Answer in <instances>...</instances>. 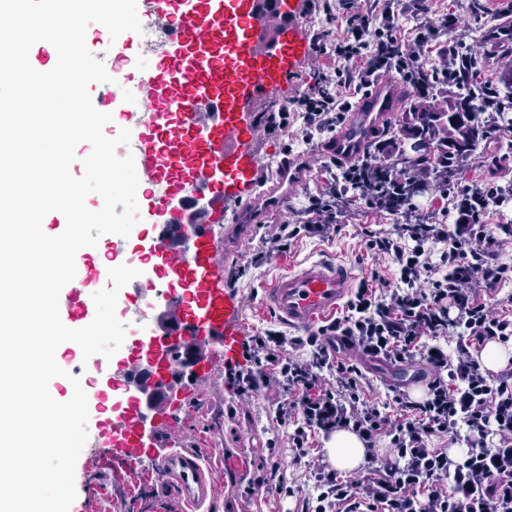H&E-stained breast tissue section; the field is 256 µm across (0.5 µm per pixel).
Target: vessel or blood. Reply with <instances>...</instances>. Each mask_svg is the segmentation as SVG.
<instances>
[{
  "instance_id": "vessel-or-blood-1",
  "label": "vessel or blood",
  "mask_w": 512,
  "mask_h": 512,
  "mask_svg": "<svg viewBox=\"0 0 512 512\" xmlns=\"http://www.w3.org/2000/svg\"><path fill=\"white\" fill-rule=\"evenodd\" d=\"M277 14L279 27L264 50H257L253 13L257 4ZM299 0H137L141 18L161 30L162 41L150 50V64L133 85L107 82L93 100L104 113L123 100L134 117L128 144L118 156H133L145 187L144 201L159 210L171 198L186 206L209 198L213 206L199 222L185 263L166 265L161 252L179 239L178 229L158 224L151 245L131 261L132 268H152L153 279L135 278L129 286L139 294L142 309L129 318L126 340L150 372L148 384L162 386V371L174 357L178 337L202 333L215 340L216 355L234 359L244 335L242 300L217 266L212 227L224 220L228 203L245 204L263 195L268 210L279 212L301 179V167L281 162L278 180L264 189L262 163L249 145L258 124L254 104L285 83L300 60L311 53ZM211 107L214 123L200 135L196 111ZM397 102L388 79H381L355 107L348 123L326 143L327 153L346 163L359 158L379 126L391 121ZM209 167L224 171L222 182H208L200 173ZM88 255L75 260L78 270L59 295L63 324L85 319L91 303L84 298L82 275ZM356 275L347 266L315 262L289 271L265 289L261 304L289 327L308 330L335 314L351 292ZM177 302L184 311L177 324L153 327V307ZM142 402L128 400L106 424V444L127 468L143 460L156 467L161 488L184 506L201 512L213 502L215 478L201 458L165 436V427L149 423Z\"/></svg>"
}]
</instances>
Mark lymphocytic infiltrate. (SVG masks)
<instances>
[{
  "instance_id": "lymphocytic-infiltrate-1",
  "label": "lymphocytic infiltrate",
  "mask_w": 512,
  "mask_h": 512,
  "mask_svg": "<svg viewBox=\"0 0 512 512\" xmlns=\"http://www.w3.org/2000/svg\"><path fill=\"white\" fill-rule=\"evenodd\" d=\"M337 7L346 24L345 38L334 47L338 65L322 73L294 108L272 113L270 129H287L296 108L303 135L333 130L351 108V95L368 92L389 75L420 91L447 83L448 69L427 66L400 48L397 16L380 0H369L362 12L353 0H338ZM338 86L345 97L336 96ZM399 153L394 138L376 141L369 162L378 174L374 183L363 176L364 160L339 164L338 177L308 196L303 223L275 225L252 258L261 265L303 234L331 236L340 229L338 208L355 203L403 219L394 233H364L367 251L390 256L395 265L390 295L358 288L346 315L321 327L324 341L306 360L291 357L288 339L279 333L247 337L240 361L226 363L224 376L241 401L272 385L280 390L276 420L291 426L293 462L311 466L317 492L303 500L301 512H512V374L485 373L469 351L488 340L512 344V317L496 314L479 295L512 281V262L502 256L512 224L487 221L502 207L504 190L450 183L445 193L454 218L421 213L413 199L382 194L384 185L421 176L420 162L401 161ZM452 330L461 338L455 355L432 349V340ZM338 341L395 362L427 363L434 377L425 398L397 394L393 415L369 405L357 363L331 351ZM338 429L368 442L388 438L389 452L371 459L359 480L340 476L327 463L311 464L312 435ZM491 434L498 438L493 447L486 442ZM458 435L468 447L459 459L432 445L434 438Z\"/></svg>"
}]
</instances>
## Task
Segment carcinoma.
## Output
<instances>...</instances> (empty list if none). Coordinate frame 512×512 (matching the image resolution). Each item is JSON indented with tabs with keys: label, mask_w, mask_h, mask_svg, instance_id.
Masks as SVG:
<instances>
[{
	"label": "carcinoma",
	"mask_w": 512,
	"mask_h": 512,
	"mask_svg": "<svg viewBox=\"0 0 512 512\" xmlns=\"http://www.w3.org/2000/svg\"><path fill=\"white\" fill-rule=\"evenodd\" d=\"M485 34L501 45L512 44V24L491 26ZM452 51L450 68L455 70L456 82L448 97L430 93L410 102L402 108L398 124L388 128L402 143L401 159L444 160L449 173L475 155V108L483 107L494 118L512 109V67L502 70L497 82L478 84L472 76L482 65L480 58L461 47L454 46Z\"/></svg>",
	"instance_id": "1"
}]
</instances>
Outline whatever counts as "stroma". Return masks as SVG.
I'll return each mask as SVG.
<instances>
[{
  "instance_id": "1",
  "label": "stroma",
  "mask_w": 512,
  "mask_h": 512,
  "mask_svg": "<svg viewBox=\"0 0 512 512\" xmlns=\"http://www.w3.org/2000/svg\"><path fill=\"white\" fill-rule=\"evenodd\" d=\"M389 2L399 15L403 41H411L420 33L426 35L422 54L427 64H445L441 47L459 42L486 58L482 79L495 80L502 49L488 41L484 31L501 18L512 20V0H506L503 13L488 8L478 16L467 9L468 0H422L417 8L411 0ZM329 63L325 55L304 61L287 86L276 91L271 100L259 102L255 107L260 127L255 149L262 162L276 164L287 154L306 166L305 180L293 192L287 210L269 213L263 202L256 199L243 209H228L224 219L225 224L248 227L239 243L236 259L227 264L224 273L225 278L237 280L235 289L243 300L246 334L267 330L280 332L288 338L289 352L302 358L310 357L313 352L311 332L288 327L262 308L265 288L288 270L320 260L346 264L361 280L368 278L375 268L387 276L394 270L389 258L367 253L361 240V229L368 225H378L384 232H392L391 220L356 204L337 213L336 221L341 229L332 237L297 240L286 252L273 255L268 263L257 268L250 265L252 256L262 246L264 225L299 223L306 196L324 186L330 177L329 157L321 150L323 135H315L306 142L300 136L299 127H290L284 134L266 128L268 116L276 105L293 100L307 85L314 83L318 71L326 69ZM505 139V134L501 133L481 142L475 157L459 170L458 180L473 186L489 181L512 185V153L504 148ZM288 143L293 146L289 153L284 150ZM358 366L368 401L390 413L397 410L395 395L425 389L431 375L428 365L399 363L380 356L363 357ZM204 377L206 386L192 388L187 404L176 411L171 422L180 430L183 447L202 456L214 471L216 498L210 512H300L302 500L311 490L312 479L305 468L293 464L288 429L276 422L280 392L272 388L251 400L233 402L224 379V362L219 358L212 360ZM271 439L278 448L280 470L295 488L294 496H282L265 487L259 488L253 496H241L240 486L260 476V467L267 457V442ZM101 449L96 431H89L76 463V499L70 512H175L173 500L160 499L153 494L157 475L151 464H144L132 477L114 469L108 461L86 469V461Z\"/></svg>"
}]
</instances>
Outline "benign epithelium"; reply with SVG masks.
Masks as SVG:
<instances>
[{
  "label": "benign epithelium",
  "instance_id": "1",
  "mask_svg": "<svg viewBox=\"0 0 512 512\" xmlns=\"http://www.w3.org/2000/svg\"><path fill=\"white\" fill-rule=\"evenodd\" d=\"M257 29L260 39L257 48L261 49L267 43L269 37L278 27L277 17L272 13L260 8L255 13ZM209 203L202 201L196 213L190 215L184 207L175 202L167 207L161 214V223L178 227L183 231L181 245L169 250L165 259L170 264L181 263L187 254V244L194 232L195 220L207 212ZM160 324L171 326L181 317L180 308L174 304L160 307L156 312ZM214 347V341L209 336H189L179 340L177 348L179 355L165 367V377L170 383L169 390L165 393L151 392L148 388L138 382L126 385L124 393L129 396H143L146 399L148 409L153 414V421L165 420L169 411L179 400L181 385L186 379L198 377V364L204 359Z\"/></svg>",
  "mask_w": 512,
  "mask_h": 512
}]
</instances>
